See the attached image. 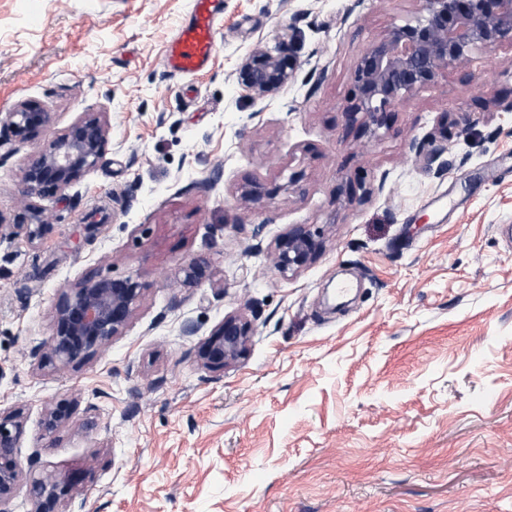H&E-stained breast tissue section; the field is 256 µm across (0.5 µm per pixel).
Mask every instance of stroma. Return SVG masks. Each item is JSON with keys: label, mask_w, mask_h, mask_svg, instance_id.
I'll use <instances>...</instances> for the list:
<instances>
[{"label": "stroma", "mask_w": 512, "mask_h": 512, "mask_svg": "<svg viewBox=\"0 0 512 512\" xmlns=\"http://www.w3.org/2000/svg\"><path fill=\"white\" fill-rule=\"evenodd\" d=\"M417 7L222 0L211 61L174 77L191 0H0V112L31 98L54 129L109 126L104 164L47 202L50 232L0 240V409H22L34 476L88 471L87 512H512V46L403 100L379 135L342 114L359 55ZM288 25L296 79L256 98L237 65ZM37 148L0 147L7 219L34 221L17 184ZM292 170L304 194L239 206ZM292 224L324 248L284 277L267 253ZM198 254L214 284L174 288ZM93 272L146 284L132 324L82 364H39L60 288ZM229 313L253 323L249 351L204 368ZM62 399L73 419L45 434Z\"/></svg>", "instance_id": "1"}]
</instances>
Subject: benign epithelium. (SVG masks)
<instances>
[{
    "instance_id": "1",
    "label": "benign epithelium",
    "mask_w": 512,
    "mask_h": 512,
    "mask_svg": "<svg viewBox=\"0 0 512 512\" xmlns=\"http://www.w3.org/2000/svg\"><path fill=\"white\" fill-rule=\"evenodd\" d=\"M418 10L373 42L354 66L356 94L344 109L348 124L374 134L387 125L389 111L417 90L435 84L450 70L463 71L475 54L501 43L512 44V0H417ZM296 29L288 26L275 45H256L238 64L236 79L251 95L266 97L295 80L298 62L291 44ZM54 123V115L37 100L18 102L0 116V144L14 137L22 142L39 139ZM108 125L99 112H88L47 140L29 155L18 184L19 203L40 218L31 226L10 223L0 214V238L24 237L29 243L50 230L39 201L63 194L90 171L101 166L108 144ZM302 173L293 172L284 185L267 188L259 182L241 187L243 206L271 200L289 187H297ZM323 249V240L307 224H292L271 246L269 261L282 275L296 272ZM208 256L197 255L181 265L177 285L195 289L212 281ZM147 286L132 278H114L99 272L75 286L60 289L54 305V330L45 347L31 355L61 366L81 364L132 322ZM254 336L253 324L238 314L224 316L198 346L197 358L206 368H223L243 357ZM72 405L63 399L47 409L45 431L53 433L70 421ZM23 411H0V512H12L21 485L27 486L32 512H84L77 500L74 474L27 477L18 459L24 433Z\"/></svg>"
}]
</instances>
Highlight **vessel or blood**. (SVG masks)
I'll use <instances>...</instances> for the list:
<instances>
[{
  "instance_id": "vessel-or-blood-1",
  "label": "vessel or blood",
  "mask_w": 512,
  "mask_h": 512,
  "mask_svg": "<svg viewBox=\"0 0 512 512\" xmlns=\"http://www.w3.org/2000/svg\"><path fill=\"white\" fill-rule=\"evenodd\" d=\"M193 21L174 40L166 65L174 74H193L208 63L215 45L220 12L216 0H192Z\"/></svg>"
}]
</instances>
